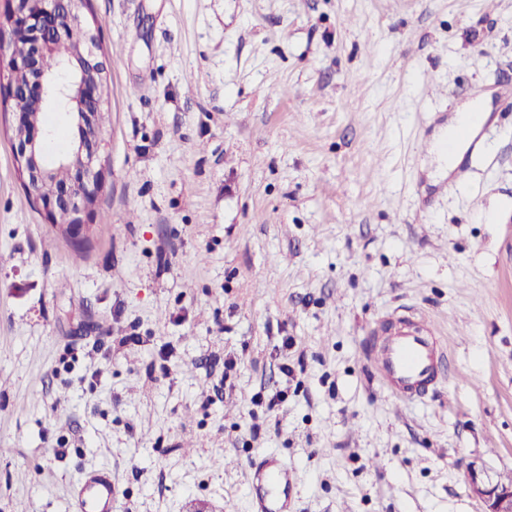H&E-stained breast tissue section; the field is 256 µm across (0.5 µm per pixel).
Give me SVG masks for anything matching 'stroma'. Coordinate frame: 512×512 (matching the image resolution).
<instances>
[{
  "label": "stroma",
  "instance_id": "35a3bbf8",
  "mask_svg": "<svg viewBox=\"0 0 512 512\" xmlns=\"http://www.w3.org/2000/svg\"><path fill=\"white\" fill-rule=\"evenodd\" d=\"M110 116L74 247L0 107V512H482L512 470V0H90ZM458 180L427 142L473 91ZM410 308L446 352L405 405L364 349ZM233 369H225L227 360ZM273 463L263 458L251 464L247 487L254 496L259 512H288V490L292 476L284 470H273ZM469 488L484 504L483 512H512V486L502 485L483 466L469 465ZM116 488L112 483V473L101 468L86 474L71 493L74 512H112V500Z\"/></svg>",
  "mask_w": 512,
  "mask_h": 512
}]
</instances>
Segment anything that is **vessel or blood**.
Listing matches in <instances>:
<instances>
[{
	"instance_id": "vessel-or-blood-1",
	"label": "vessel or blood",
	"mask_w": 512,
	"mask_h": 512,
	"mask_svg": "<svg viewBox=\"0 0 512 512\" xmlns=\"http://www.w3.org/2000/svg\"><path fill=\"white\" fill-rule=\"evenodd\" d=\"M442 343L427 324L411 315L385 319L382 334L368 348L372 370L384 390L406 403L424 400L438 382ZM291 475L274 470L270 460L252 463L247 487L257 512H288ZM116 488L101 468L86 474L71 493L73 512H112Z\"/></svg>"
}]
</instances>
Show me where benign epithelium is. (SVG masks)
<instances>
[{
    "mask_svg": "<svg viewBox=\"0 0 512 512\" xmlns=\"http://www.w3.org/2000/svg\"><path fill=\"white\" fill-rule=\"evenodd\" d=\"M31 48L25 57L10 59V69L27 73L26 84L9 82L4 102L14 115L15 161L22 183L36 205L59 225L70 242L82 243L92 225L82 219L101 184V138L98 110L105 104V67L99 60L98 37L85 20L77 0H10L0 19V53L16 39ZM66 43L73 69L66 78L48 77L41 61ZM51 100L64 104L78 123L75 148L54 168L41 160L40 123L32 110H44ZM471 493L484 512H512V486L503 485L474 463L468 470Z\"/></svg>",
    "mask_w": 512,
    "mask_h": 512,
    "instance_id": "7a95c632",
    "label": "benign epithelium"
}]
</instances>
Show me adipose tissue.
<instances>
[{"mask_svg": "<svg viewBox=\"0 0 512 512\" xmlns=\"http://www.w3.org/2000/svg\"><path fill=\"white\" fill-rule=\"evenodd\" d=\"M481 107L480 99H473L453 112L448 118L447 126L440 128L431 149L438 175L451 173L462 162L471 136L477 135L481 128L478 117Z\"/></svg>", "mask_w": 512, "mask_h": 512, "instance_id": "adipose-tissue-1", "label": "adipose tissue"}]
</instances>
